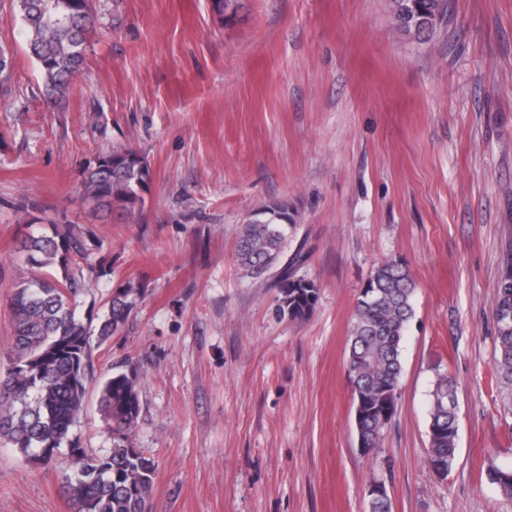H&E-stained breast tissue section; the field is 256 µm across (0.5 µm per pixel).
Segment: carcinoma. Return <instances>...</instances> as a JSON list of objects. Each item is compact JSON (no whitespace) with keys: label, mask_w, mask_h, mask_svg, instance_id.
Wrapping results in <instances>:
<instances>
[{"label":"carcinoma","mask_w":512,"mask_h":512,"mask_svg":"<svg viewBox=\"0 0 512 512\" xmlns=\"http://www.w3.org/2000/svg\"><path fill=\"white\" fill-rule=\"evenodd\" d=\"M24 25L26 45L43 83L46 103L66 99L82 68L88 39L98 15L91 0H11ZM448 0H394L393 22L419 42L430 39L448 14ZM152 180L150 165L136 149H102L80 172V192L94 213L123 212L132 219L144 203ZM296 224L288 202L271 200L241 225L236 262L243 274L274 278L277 312L303 320L318 300L315 281L298 276L307 256L287 254L288 229ZM95 234L83 238L67 228L50 236L28 234L18 251L38 276L20 271L9 295L13 349L9 367L0 371V444L25 458L50 460L68 451L71 512H153V457L135 447L141 411L136 370L116 371L100 385L98 408L110 446L100 454L81 447L74 428L88 406L87 382L93 348L123 332L139 297L133 287L113 291L96 317L77 314L83 270L95 271L89 248ZM494 314L499 380L512 386V244L504 253ZM416 284L396 261L380 264L357 299L346 361L357 413V437L377 455L397 409L405 335L414 316ZM457 389L443 376L431 393L426 465L435 476L450 472L457 456ZM491 481L512 501V470L492 467Z\"/></svg>","instance_id":"cac0c4a2"}]
</instances>
